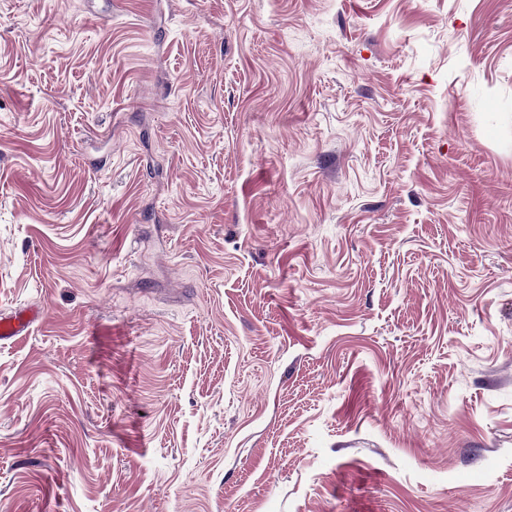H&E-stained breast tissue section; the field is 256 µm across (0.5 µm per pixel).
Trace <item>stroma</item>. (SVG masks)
I'll use <instances>...</instances> for the list:
<instances>
[{
	"mask_svg": "<svg viewBox=\"0 0 512 512\" xmlns=\"http://www.w3.org/2000/svg\"><path fill=\"white\" fill-rule=\"evenodd\" d=\"M0 512H512V0H0ZM43 317L38 307H28L8 314H0V342L16 340L26 336L31 325Z\"/></svg>",
	"mask_w": 512,
	"mask_h": 512,
	"instance_id": "obj_1",
	"label": "stroma"
}]
</instances>
